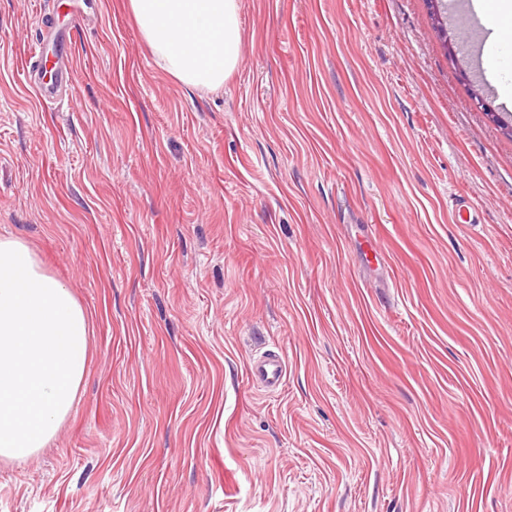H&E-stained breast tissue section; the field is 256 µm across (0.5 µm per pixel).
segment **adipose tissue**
Listing matches in <instances>:
<instances>
[{
	"instance_id": "obj_1",
	"label": "adipose tissue",
	"mask_w": 512,
	"mask_h": 512,
	"mask_svg": "<svg viewBox=\"0 0 512 512\" xmlns=\"http://www.w3.org/2000/svg\"><path fill=\"white\" fill-rule=\"evenodd\" d=\"M159 68L216 91L240 65V0H128ZM90 315L21 238L0 236V464L49 447L76 412Z\"/></svg>"
}]
</instances>
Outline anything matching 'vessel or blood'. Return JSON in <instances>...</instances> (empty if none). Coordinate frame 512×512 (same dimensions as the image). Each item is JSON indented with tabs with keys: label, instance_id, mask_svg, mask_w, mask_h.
<instances>
[{
	"label": "vessel or blood",
	"instance_id": "1",
	"mask_svg": "<svg viewBox=\"0 0 512 512\" xmlns=\"http://www.w3.org/2000/svg\"><path fill=\"white\" fill-rule=\"evenodd\" d=\"M73 43V34L68 29L57 30L51 38L44 34L38 38L37 45L41 55L34 88L43 100L59 102V89L68 82L72 68ZM286 371L285 358L271 350L250 359L248 363V376L252 383L269 392L282 387Z\"/></svg>",
	"mask_w": 512,
	"mask_h": 512
}]
</instances>
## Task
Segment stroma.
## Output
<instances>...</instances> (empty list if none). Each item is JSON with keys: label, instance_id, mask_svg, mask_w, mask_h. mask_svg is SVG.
Masks as SVG:
<instances>
[{"label": "stroma", "instance_id": "1", "mask_svg": "<svg viewBox=\"0 0 512 512\" xmlns=\"http://www.w3.org/2000/svg\"><path fill=\"white\" fill-rule=\"evenodd\" d=\"M43 10L76 33L60 105L23 81ZM241 28L208 92L126 0H0V234L91 317L77 411L0 465V512H512L500 93L425 0H241ZM286 371L285 358L271 350L250 359L248 363V376L252 383L269 392H275L282 387Z\"/></svg>", "mask_w": 512, "mask_h": 512}]
</instances>
